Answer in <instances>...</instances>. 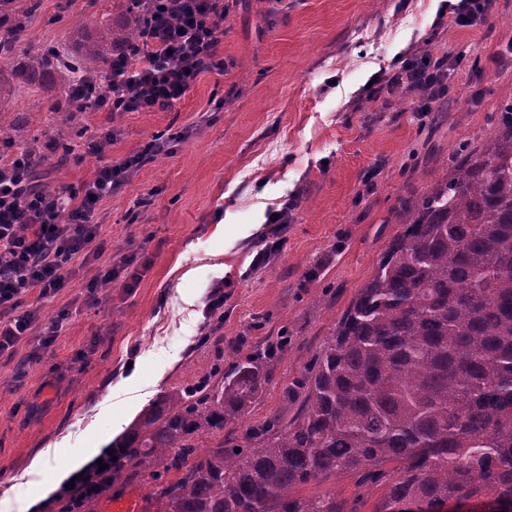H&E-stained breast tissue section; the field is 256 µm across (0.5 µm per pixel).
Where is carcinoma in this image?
<instances>
[{
  "instance_id": "carcinoma-1",
  "label": "carcinoma",
  "mask_w": 512,
  "mask_h": 512,
  "mask_svg": "<svg viewBox=\"0 0 512 512\" xmlns=\"http://www.w3.org/2000/svg\"><path fill=\"white\" fill-rule=\"evenodd\" d=\"M28 0H0V55L27 36ZM137 29L78 31L77 55L20 63L33 79L61 70L105 85L114 49ZM403 231L379 260L304 378L287 424L224 438L270 380L282 335L145 407L123 436L101 494L149 473L155 512H343L333 496L296 490L337 474L380 482L379 512L410 500L441 512L453 498L512 512V103L482 148L460 147L449 172L403 208ZM386 462L397 466L384 470Z\"/></svg>"
}]
</instances>
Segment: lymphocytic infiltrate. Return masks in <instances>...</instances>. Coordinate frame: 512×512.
<instances>
[{
    "label": "lymphocytic infiltrate",
    "instance_id": "lymphocytic-infiltrate-1",
    "mask_svg": "<svg viewBox=\"0 0 512 512\" xmlns=\"http://www.w3.org/2000/svg\"><path fill=\"white\" fill-rule=\"evenodd\" d=\"M146 9L145 48L113 60L97 103L111 112L168 111L185 97L199 74L223 71L218 56L229 7L224 0H141ZM462 59L406 54L378 74L368 99L403 91L415 93V109L433 111L446 97ZM168 143L153 138L120 164L100 167L81 193L31 189L27 152L0 151V355L13 352L38 322L37 311L23 309L31 292L40 296L65 288L73 264L99 259L92 244L99 235L92 218L148 158L168 153Z\"/></svg>",
    "mask_w": 512,
    "mask_h": 512
}]
</instances>
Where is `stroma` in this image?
I'll return each mask as SVG.
<instances>
[{"label": "stroma", "instance_id": "obj_1", "mask_svg": "<svg viewBox=\"0 0 512 512\" xmlns=\"http://www.w3.org/2000/svg\"><path fill=\"white\" fill-rule=\"evenodd\" d=\"M442 0H234L224 21L223 72L206 71L165 112H55L68 83L14 80L7 121L23 119L12 148L49 140L76 125L91 134L118 131L98 154L76 144L46 154L51 188L78 191L101 166L138 152L152 137L171 154L146 160L129 183L98 206L94 220L103 262L126 253L150 266L132 290L106 289L87 302L95 265L76 266L67 288L28 296L25 306L62 328L41 361L19 368L38 345L41 325L0 357V512H22L33 457L48 448L80 455L108 448L165 391L207 375L216 350L232 365L287 334L288 349L246 420L226 435L270 418L286 423L300 402L285 390L321 355L327 338L372 278L403 229L405 201L428 192L462 145L477 146L512 102V64L496 54L512 46V0H498L475 29L434 25ZM110 0H38L17 55L56 47L75 52L76 21L97 27L118 18ZM450 50L465 61L442 111L422 114L407 96L365 99L368 80L399 56ZM147 206H138L139 198ZM296 199L290 224L269 263L267 208ZM224 283V320L211 339L201 326L210 287ZM302 495L360 499L375 512L383 487L341 474Z\"/></svg>", "mask_w": 512, "mask_h": 512}]
</instances>
